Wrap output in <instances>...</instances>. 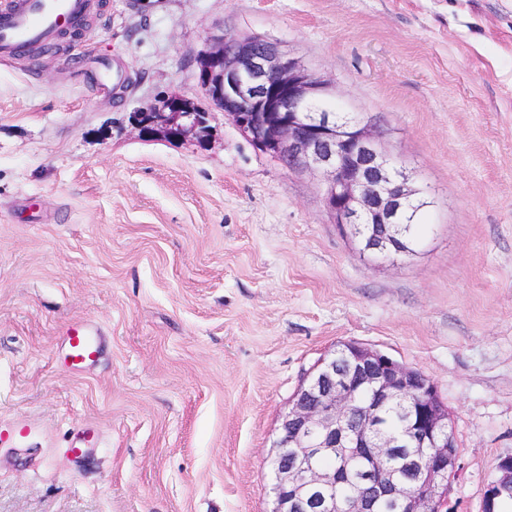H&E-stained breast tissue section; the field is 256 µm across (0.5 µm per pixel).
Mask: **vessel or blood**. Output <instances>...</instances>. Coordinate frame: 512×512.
Returning <instances> with one entry per match:
<instances>
[{"mask_svg": "<svg viewBox=\"0 0 512 512\" xmlns=\"http://www.w3.org/2000/svg\"><path fill=\"white\" fill-rule=\"evenodd\" d=\"M91 0H12L0 10V60L13 56L23 44L43 46L55 42L64 20L86 15ZM64 363L80 370L94 362L100 342L93 330L72 324L65 331Z\"/></svg>", "mask_w": 512, "mask_h": 512, "instance_id": "vessel-or-blood-1", "label": "vessel or blood"}]
</instances>
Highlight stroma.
Wrapping results in <instances>:
<instances>
[{
  "label": "stroma",
  "mask_w": 512,
  "mask_h": 512,
  "mask_svg": "<svg viewBox=\"0 0 512 512\" xmlns=\"http://www.w3.org/2000/svg\"><path fill=\"white\" fill-rule=\"evenodd\" d=\"M256 35L372 116L431 201L414 255L360 252L323 183L215 113L206 147L131 113L205 97L194 55ZM104 333L73 372L60 332ZM359 342L423 372L452 512L512 455V0H93L0 62V512H271L281 415ZM97 444L68 449L87 427Z\"/></svg>",
  "instance_id": "1"
}]
</instances>
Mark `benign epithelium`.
<instances>
[{"instance_id": "1", "label": "benign epithelium", "mask_w": 512, "mask_h": 512, "mask_svg": "<svg viewBox=\"0 0 512 512\" xmlns=\"http://www.w3.org/2000/svg\"><path fill=\"white\" fill-rule=\"evenodd\" d=\"M206 109L178 93L162 94L133 112L143 138L197 146L209 142L212 112H222L258 151L289 169L307 167L323 176L324 199L335 223L352 230L360 249L389 259L405 252V213L424 200L408 183L403 161L360 114L344 111L330 84L273 44L254 36H215L194 60ZM364 391V410L352 409V390ZM398 407L406 423L377 432L375 420ZM419 452L406 473L385 479V462L399 448ZM272 456L271 512H336L308 490L342 482L347 463L363 456L369 479L352 495L347 512H379L384 503L400 512H446L456 441L434 382L379 350L349 344L321 358L282 415ZM332 459L338 467L324 468ZM488 485L482 512L504 494L512 496V456L502 458Z\"/></svg>"}]
</instances>
